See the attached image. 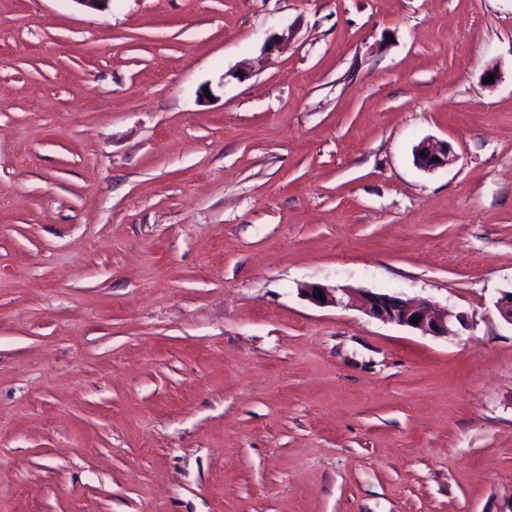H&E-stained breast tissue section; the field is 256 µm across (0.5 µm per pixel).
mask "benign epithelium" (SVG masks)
<instances>
[{"mask_svg": "<svg viewBox=\"0 0 512 512\" xmlns=\"http://www.w3.org/2000/svg\"><path fill=\"white\" fill-rule=\"evenodd\" d=\"M453 160L451 145L446 141L425 139L414 149V163L425 171L447 166ZM300 293L319 307L356 309L384 324L406 327L424 336L455 338L467 326L460 313L438 309L425 301H414L393 293L360 291L323 284H305ZM499 317L512 325V291L504 292L494 303ZM419 323H412V318Z\"/></svg>", "mask_w": 512, "mask_h": 512, "instance_id": "7a95c632", "label": "benign epithelium"}]
</instances>
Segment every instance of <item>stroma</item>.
Returning <instances> with one entry per match:
<instances>
[{
    "label": "stroma",
    "mask_w": 512,
    "mask_h": 512,
    "mask_svg": "<svg viewBox=\"0 0 512 512\" xmlns=\"http://www.w3.org/2000/svg\"><path fill=\"white\" fill-rule=\"evenodd\" d=\"M511 290L512 0H0V512H500ZM414 163L425 171H433L448 166L453 160L451 145L446 141L425 139L414 149ZM438 157L439 161L434 160ZM299 291L319 307L356 309L384 324L406 327L424 336L451 339L460 336L458 325L461 328L467 327L460 313L447 308L437 309L428 302L414 301L393 293L360 291L316 283L305 284ZM319 292L323 293L324 301H321ZM413 316L418 318V324L412 323Z\"/></svg>",
    "instance_id": "obj_1"
}]
</instances>
